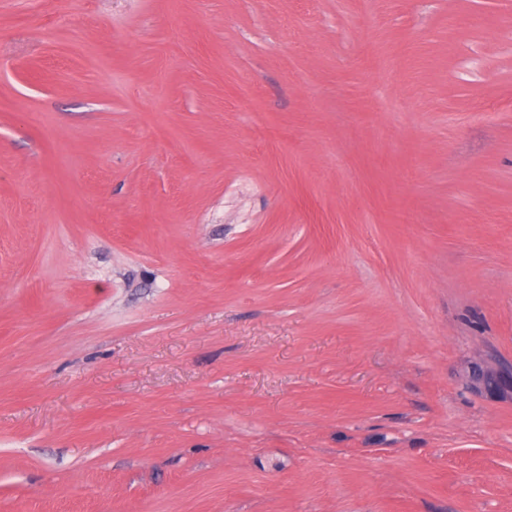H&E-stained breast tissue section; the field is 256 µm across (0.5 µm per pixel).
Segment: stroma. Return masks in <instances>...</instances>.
I'll use <instances>...</instances> for the list:
<instances>
[{
  "label": "stroma",
  "mask_w": 512,
  "mask_h": 512,
  "mask_svg": "<svg viewBox=\"0 0 512 512\" xmlns=\"http://www.w3.org/2000/svg\"><path fill=\"white\" fill-rule=\"evenodd\" d=\"M481 370L512 0H0V512H512Z\"/></svg>",
  "instance_id": "1"
}]
</instances>
